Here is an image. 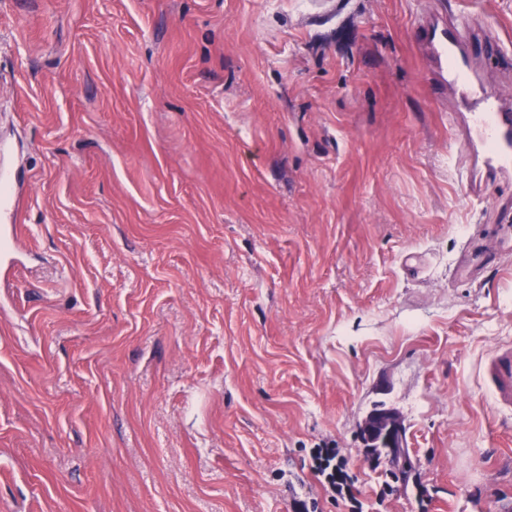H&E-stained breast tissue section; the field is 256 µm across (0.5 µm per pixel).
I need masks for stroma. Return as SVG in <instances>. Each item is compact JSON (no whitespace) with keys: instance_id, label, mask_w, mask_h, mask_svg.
<instances>
[{"instance_id":"1","label":"stroma","mask_w":512,"mask_h":512,"mask_svg":"<svg viewBox=\"0 0 512 512\" xmlns=\"http://www.w3.org/2000/svg\"><path fill=\"white\" fill-rule=\"evenodd\" d=\"M332 2L0 0V512H347L324 443L360 512H512V250L458 272L512 182L467 197L415 41L483 16L512 88V0ZM6 220L5 224L0 225L1 238L15 239L20 231V224L23 222V211L17 204V199L10 207H4L1 203L0 222ZM492 405L496 411L512 408V345H499L484 365ZM363 434L373 450H383L392 464L404 458L403 428L400 419L384 406L373 407L363 423ZM313 472L318 481L336 502L350 503V512H357L359 502L354 492L355 478L346 469L339 448L325 446L314 448Z\"/></svg>"}]
</instances>
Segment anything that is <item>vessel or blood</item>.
<instances>
[{"label": "vessel or blood", "mask_w": 512, "mask_h": 512, "mask_svg": "<svg viewBox=\"0 0 512 512\" xmlns=\"http://www.w3.org/2000/svg\"><path fill=\"white\" fill-rule=\"evenodd\" d=\"M480 21L462 13L446 21L437 13H424L418 24L419 46L430 62L435 81L455 94L461 112L450 114L449 124L461 134L455 164L467 172L466 193L481 201L483 182L472 178L483 170L488 178L512 177V99L485 82L473 69L469 45L478 37ZM23 222L19 205L0 207V236L16 238ZM495 410L512 408V345L495 348L484 365Z\"/></svg>", "instance_id": "vessel-or-blood-1"}]
</instances>
